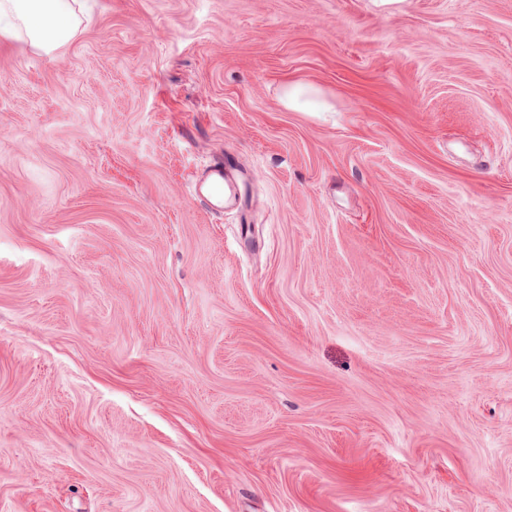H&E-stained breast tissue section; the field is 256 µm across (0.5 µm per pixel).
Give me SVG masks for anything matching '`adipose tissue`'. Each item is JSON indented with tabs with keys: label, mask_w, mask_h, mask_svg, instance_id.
<instances>
[{
	"label": "adipose tissue",
	"mask_w": 512,
	"mask_h": 512,
	"mask_svg": "<svg viewBox=\"0 0 512 512\" xmlns=\"http://www.w3.org/2000/svg\"><path fill=\"white\" fill-rule=\"evenodd\" d=\"M76 0H0V35L53 55L77 32Z\"/></svg>",
	"instance_id": "obj_1"
}]
</instances>
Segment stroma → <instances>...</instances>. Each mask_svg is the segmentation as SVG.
I'll list each match as a JSON object with an SVG mask.
<instances>
[{"mask_svg":"<svg viewBox=\"0 0 512 512\" xmlns=\"http://www.w3.org/2000/svg\"><path fill=\"white\" fill-rule=\"evenodd\" d=\"M87 2L0 37V512H512V0ZM77 0H1L0 35L52 56L77 32ZM307 94V89L301 84L289 83L283 88L282 101L288 108H306L312 112H324L328 107L312 103L308 100L303 101ZM230 167L224 163H215L208 167L205 172L203 183L206 184L209 197L218 205L222 206L225 196H220L223 186L229 189L228 196L234 195V183L229 179ZM213 190L214 196L210 190Z\"/></svg>","mask_w":512,"mask_h":512,"instance_id":"35a3bbf8","label":"stroma"}]
</instances>
